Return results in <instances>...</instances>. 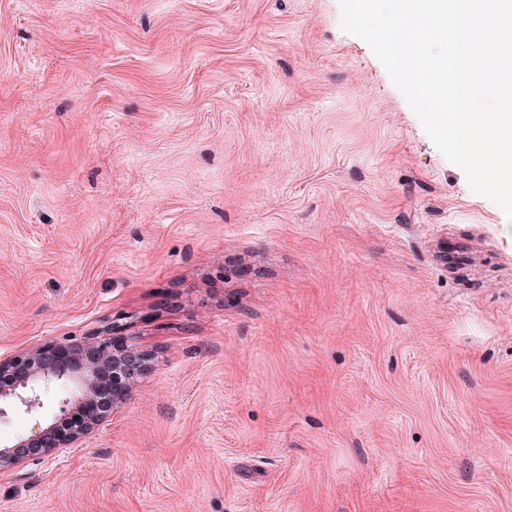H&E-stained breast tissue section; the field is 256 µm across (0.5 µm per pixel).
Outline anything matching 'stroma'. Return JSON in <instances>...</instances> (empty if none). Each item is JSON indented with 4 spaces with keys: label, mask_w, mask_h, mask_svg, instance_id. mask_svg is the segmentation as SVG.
Listing matches in <instances>:
<instances>
[{
    "label": "stroma",
    "mask_w": 512,
    "mask_h": 512,
    "mask_svg": "<svg viewBox=\"0 0 512 512\" xmlns=\"http://www.w3.org/2000/svg\"><path fill=\"white\" fill-rule=\"evenodd\" d=\"M503 224L339 0H0V357L153 355L0 512H512Z\"/></svg>",
    "instance_id": "35a3bbf8"
}]
</instances>
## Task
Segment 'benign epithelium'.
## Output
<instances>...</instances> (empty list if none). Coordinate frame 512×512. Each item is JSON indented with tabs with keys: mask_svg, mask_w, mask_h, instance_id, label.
Masks as SVG:
<instances>
[{
	"mask_svg": "<svg viewBox=\"0 0 512 512\" xmlns=\"http://www.w3.org/2000/svg\"><path fill=\"white\" fill-rule=\"evenodd\" d=\"M151 354L129 348L119 326L80 340L47 341L0 360V417L20 407L37 415L42 397L62 383L71 393L59 414L8 445H0V476L91 439L147 373Z\"/></svg>",
	"mask_w": 512,
	"mask_h": 512,
	"instance_id": "benign-epithelium-1",
	"label": "benign epithelium"
}]
</instances>
